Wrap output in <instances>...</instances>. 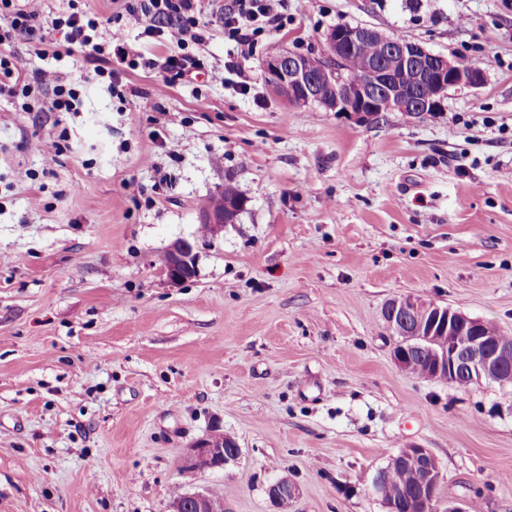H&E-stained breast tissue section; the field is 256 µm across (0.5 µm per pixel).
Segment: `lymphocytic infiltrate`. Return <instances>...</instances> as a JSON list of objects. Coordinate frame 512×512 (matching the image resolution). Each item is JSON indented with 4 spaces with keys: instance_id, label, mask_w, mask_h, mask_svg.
<instances>
[{
    "instance_id": "obj_1",
    "label": "lymphocytic infiltrate",
    "mask_w": 512,
    "mask_h": 512,
    "mask_svg": "<svg viewBox=\"0 0 512 512\" xmlns=\"http://www.w3.org/2000/svg\"><path fill=\"white\" fill-rule=\"evenodd\" d=\"M284 0H229L224 6V34L241 55L251 54L259 36L281 28ZM128 9L135 14L149 37H158L174 48L173 54L147 59L149 68L158 70L159 90H166L202 68L201 59L192 51L201 44L207 25L196 11V0H133ZM69 47L86 50V62L93 64L96 77L105 82L110 93H118L115 80L120 67H137L122 25H113L101 35L99 24L86 12L73 11L55 24ZM40 30L39 15L27 9L24 0H0V45L33 40ZM34 86L49 92L51 112H78L79 94L51 68L30 72L25 56L0 54V93H16L18 87Z\"/></svg>"
}]
</instances>
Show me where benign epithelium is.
Listing matches in <instances>:
<instances>
[{
  "instance_id": "obj_1",
  "label": "benign epithelium",
  "mask_w": 512,
  "mask_h": 512,
  "mask_svg": "<svg viewBox=\"0 0 512 512\" xmlns=\"http://www.w3.org/2000/svg\"><path fill=\"white\" fill-rule=\"evenodd\" d=\"M366 39L390 44L387 60L367 65L366 82H350L338 76L345 54ZM324 40L329 47L332 64L327 74L336 78L332 91L312 73L308 61L290 50L267 57L263 69L270 88L294 107L318 106L329 112L350 114L362 120L375 119L386 112L412 114L438 113L451 88H478L483 84V71L475 66L462 67L457 58L435 54L422 45L405 40L394 43L389 36L369 25H344L329 29ZM412 75V82L402 86L399 73ZM428 81L433 93L421 96L417 87ZM244 203L236 199L224 203L220 193L207 201L199 212V225L205 238L215 240L224 232V225L236 222ZM197 247L195 241L177 239L166 250L165 272L168 280L179 284L196 275ZM384 326L393 338L392 355L404 371L411 370V355L421 351L431 360L426 378L456 385L465 380L470 386L483 380L512 384V340L483 331V321L427 302L412 295L391 299L383 312ZM471 329L472 336L461 340L455 330L461 325ZM240 455L238 443L222 433H210L189 448L182 466L195 469L222 467ZM419 462L415 480L421 489H432L442 478L439 463L427 448H402L390 459V466ZM297 487L282 478L269 488L272 502L279 508L295 498ZM193 502L196 512H213L205 493L187 492L169 504L168 512H185L186 503Z\"/></svg>"
}]
</instances>
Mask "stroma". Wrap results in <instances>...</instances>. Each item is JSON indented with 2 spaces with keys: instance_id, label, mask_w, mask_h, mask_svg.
I'll use <instances>...</instances> for the list:
<instances>
[{
  "instance_id": "35a3bbf8",
  "label": "stroma",
  "mask_w": 512,
  "mask_h": 512,
  "mask_svg": "<svg viewBox=\"0 0 512 512\" xmlns=\"http://www.w3.org/2000/svg\"><path fill=\"white\" fill-rule=\"evenodd\" d=\"M126 5L28 2L51 38L75 6L161 54ZM200 5V53L223 68L224 0ZM284 13L245 62L247 94L200 76L160 95L139 68L119 73L117 97L83 54L12 43L82 107L0 95V512H167L215 486L224 512H279L268 490L283 477L298 488L286 512H386L370 488L408 446L439 461L437 512H512V385L405 372L381 320L413 294L512 335V0ZM339 23L467 59L484 82L412 120L294 108L263 60L323 55ZM21 168L34 180L17 182ZM228 182L244 210L201 242L198 212ZM179 238L197 241V274L173 284L161 258ZM214 429L239 458L183 483L187 450Z\"/></svg>"
}]
</instances>
